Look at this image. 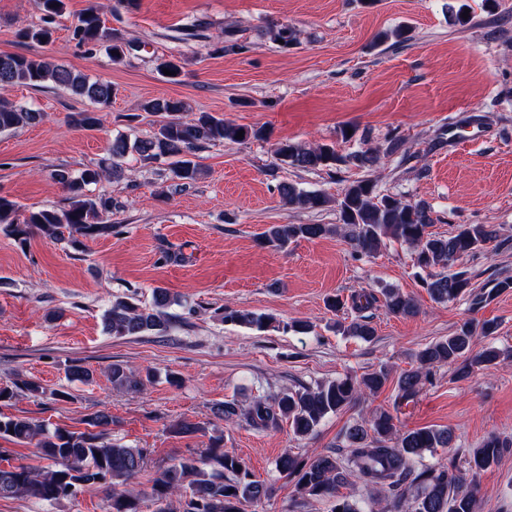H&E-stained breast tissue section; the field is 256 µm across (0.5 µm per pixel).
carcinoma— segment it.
Here are the masks:
<instances>
[{
  "instance_id": "obj_1",
  "label": "carcinoma",
  "mask_w": 512,
  "mask_h": 512,
  "mask_svg": "<svg viewBox=\"0 0 512 512\" xmlns=\"http://www.w3.org/2000/svg\"><path fill=\"white\" fill-rule=\"evenodd\" d=\"M35 5L52 19L63 12L65 0H35ZM73 35L80 44H108L114 62L125 56V44L107 31L93 8L82 15ZM47 83L89 100L98 112L108 108L115 95L111 83L92 80L55 62L0 54V133L43 119V113L10 100L6 92L15 86L43 87ZM142 110L160 117L152 135L113 139L108 158L77 175L66 168L50 173L68 193V208L31 211L22 217L15 202L0 196V224L10 226L22 240L37 232L53 242L66 241L78 247L84 238L112 234V225L102 221V215L112 211L111 198L90 195L86 186L122 177L128 155L135 153L144 161L171 158L173 178L190 183L202 175V169L190 159L201 145L236 143L241 130L244 141L264 137L260 129L245 128L210 112H199L185 120L182 114L190 111V106L178 99L156 97L145 101ZM274 156L284 165L308 171L352 165L371 172L380 163L379 153L370 148L344 156L332 144L279 143ZM278 194L284 203L307 209L331 203L323 193L305 191L292 183L280 184ZM336 209L340 219L336 225L273 224L263 233V243L283 249L299 239L343 234L355 255L367 258L379 254L389 242L407 246L413 251L414 265L425 273L422 284L433 300L447 303L466 295L474 311L496 293L512 289V278L505 277L496 281L490 291L477 292L471 288L468 271H449L460 257L480 252L496 240L497 230L490 224H461L446 235L435 233L432 227L439 218L427 202L405 201L384 193L378 180L370 175L349 183L336 199ZM381 295L379 299L366 290L352 294L348 300L336 295L327 299V307L336 313L347 308L363 312L380 301L394 316L412 317L419 313L415 298L398 288H384ZM173 302L174 298L163 288L154 290L150 307L139 306L131 297L117 296L104 312L105 329L118 337L160 334L168 327L166 308ZM224 321L263 330L271 317L226 308ZM498 328L494 320L468 319L448 336L425 345L415 354L416 369L401 373L396 380V404L414 401L422 388L432 383L433 370L438 366L457 365L458 380L469 378L476 370L489 369L499 358V351L492 346L477 351L474 340L478 336H495ZM342 332L370 342L376 330L368 317L360 315ZM109 379L112 387L133 391L144 389L151 381V377L142 378L123 364L112 365ZM390 380L391 369L381 364L359 377L347 375L315 387L303 386L273 401L258 396L241 406L226 402L215 414L225 420L236 418L257 430L275 429L286 420L295 436L306 438L328 416L356 404L365 395L376 396ZM46 393L47 389L32 379L0 384V402L37 398ZM87 424L90 429L83 432L59 426L50 429L25 416L0 413V439L31 444L38 457L48 462L42 468L0 466V498H29L54 505L76 496L85 485L98 484L105 487L106 512H139V493L127 484L144 468L145 451L112 440L108 432L112 417L105 411L95 413ZM343 440V449L336 453L309 457L285 453L278 458L279 473L296 479L298 498L331 499L335 512H373L339 494L340 488L354 480L388 492L391 512H476L481 472L512 452V439L491 434L467 454L449 456L446 465L421 468L418 463L424 452L454 447L453 432L425 426L400 433L397 418L385 410L349 424ZM152 494L164 504L159 512H244L245 504H257L267 496L268 487L254 478L235 452L224 448V439L218 436L212 438L203 455L182 457L161 467L153 481Z\"/></svg>"
}]
</instances>
